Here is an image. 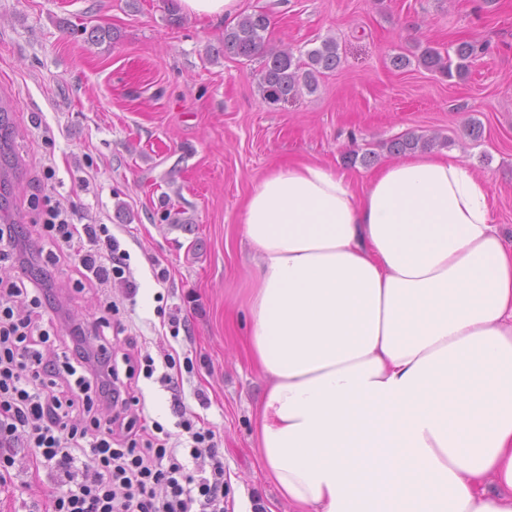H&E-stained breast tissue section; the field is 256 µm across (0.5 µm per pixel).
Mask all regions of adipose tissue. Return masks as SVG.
I'll return each mask as SVG.
<instances>
[{
  "instance_id": "ef3b65f1",
  "label": "adipose tissue",
  "mask_w": 512,
  "mask_h": 512,
  "mask_svg": "<svg viewBox=\"0 0 512 512\" xmlns=\"http://www.w3.org/2000/svg\"><path fill=\"white\" fill-rule=\"evenodd\" d=\"M490 180L296 160L248 196L257 456L292 512H512V240Z\"/></svg>"
}]
</instances>
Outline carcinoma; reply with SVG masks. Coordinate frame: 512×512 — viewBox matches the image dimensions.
I'll list each match as a JSON object with an SVG mask.
<instances>
[{"mask_svg": "<svg viewBox=\"0 0 512 512\" xmlns=\"http://www.w3.org/2000/svg\"><path fill=\"white\" fill-rule=\"evenodd\" d=\"M270 21V15L260 11L244 15L224 28V54L246 61L260 59L259 92L267 103L277 105L304 91L315 92L319 77L336 70L341 64V55L339 44L331 37L324 39L319 47L307 51L304 58L295 56L289 49H269L265 33L269 30ZM483 50L484 45L476 41H462L452 57L427 46L417 61L424 69L451 78L465 73ZM435 145L437 141L434 138L408 133L390 140L385 148L389 154L397 156Z\"/></svg>", "mask_w": 512, "mask_h": 512, "instance_id": "carcinoma-1", "label": "carcinoma"}]
</instances>
